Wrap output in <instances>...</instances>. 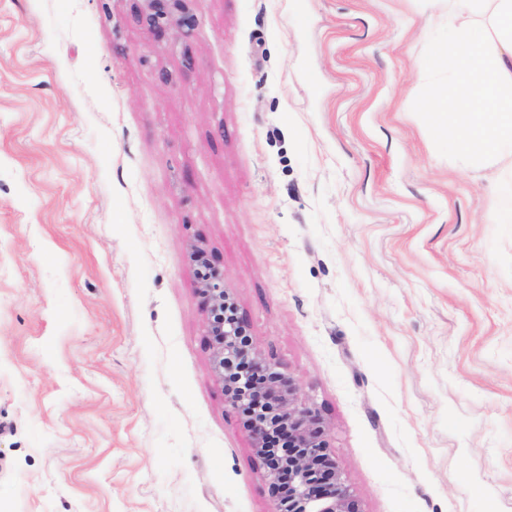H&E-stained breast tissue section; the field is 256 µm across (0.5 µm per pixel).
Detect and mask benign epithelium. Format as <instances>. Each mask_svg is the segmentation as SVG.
<instances>
[{
    "label": "benign epithelium",
    "mask_w": 512,
    "mask_h": 512,
    "mask_svg": "<svg viewBox=\"0 0 512 512\" xmlns=\"http://www.w3.org/2000/svg\"><path fill=\"white\" fill-rule=\"evenodd\" d=\"M139 21L158 31L173 30L188 36L198 25L191 0H138ZM199 290L209 311L208 336L213 348L215 377L225 398L246 408L255 405L249 422L253 448L265 461L267 480L286 512H363L344 484L328 453L325 429L317 411L300 398L298 386L267 361L253 346L244 321L228 314L232 307L215 268L199 277ZM242 363L262 376V386L237 375ZM288 438V451L267 444L272 431Z\"/></svg>",
    "instance_id": "benign-epithelium-1"
}]
</instances>
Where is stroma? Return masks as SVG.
<instances>
[{
	"label": "stroma",
	"instance_id": "obj_1",
	"mask_svg": "<svg viewBox=\"0 0 512 512\" xmlns=\"http://www.w3.org/2000/svg\"><path fill=\"white\" fill-rule=\"evenodd\" d=\"M0 0V512H279L193 249L363 512H512L491 188L413 113L431 0ZM139 21L158 31L173 30L177 35L189 36L198 25L191 0H136Z\"/></svg>",
	"mask_w": 512,
	"mask_h": 512
}]
</instances>
